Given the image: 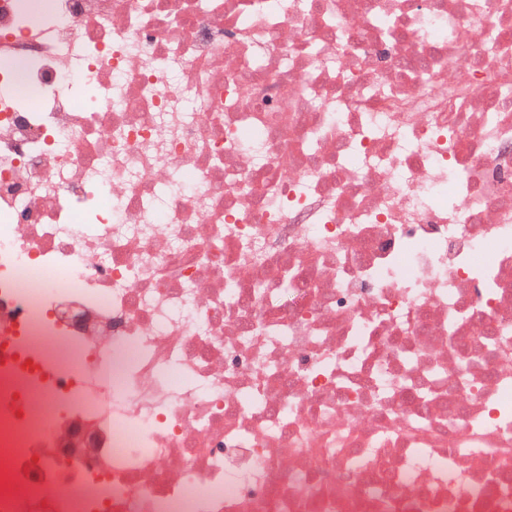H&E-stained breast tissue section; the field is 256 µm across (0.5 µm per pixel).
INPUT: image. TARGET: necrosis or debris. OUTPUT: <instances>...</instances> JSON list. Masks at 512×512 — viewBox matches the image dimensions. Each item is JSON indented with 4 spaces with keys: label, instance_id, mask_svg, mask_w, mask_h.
Wrapping results in <instances>:
<instances>
[{
    "label": "necrosis or debris",
    "instance_id": "obj_1",
    "mask_svg": "<svg viewBox=\"0 0 512 512\" xmlns=\"http://www.w3.org/2000/svg\"><path fill=\"white\" fill-rule=\"evenodd\" d=\"M44 1L0 512H512V0Z\"/></svg>",
    "mask_w": 512,
    "mask_h": 512
}]
</instances>
